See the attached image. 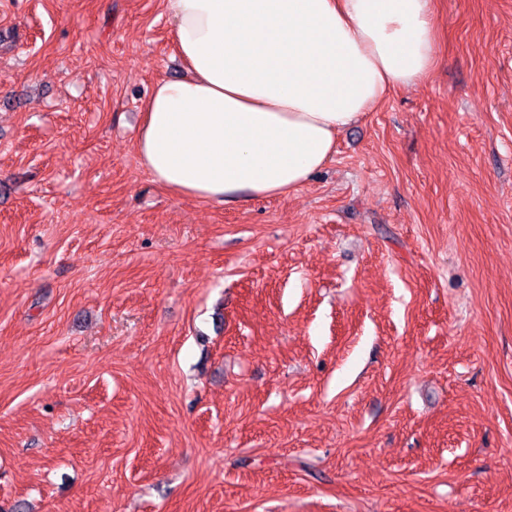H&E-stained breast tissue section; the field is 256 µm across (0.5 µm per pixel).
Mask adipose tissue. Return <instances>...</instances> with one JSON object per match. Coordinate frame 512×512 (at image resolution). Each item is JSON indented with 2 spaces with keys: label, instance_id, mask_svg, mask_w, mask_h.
<instances>
[{
  "label": "adipose tissue",
  "instance_id": "1",
  "mask_svg": "<svg viewBox=\"0 0 512 512\" xmlns=\"http://www.w3.org/2000/svg\"><path fill=\"white\" fill-rule=\"evenodd\" d=\"M189 75L155 84L135 149L176 196L301 188L339 131L437 62L432 0H165Z\"/></svg>",
  "mask_w": 512,
  "mask_h": 512
}]
</instances>
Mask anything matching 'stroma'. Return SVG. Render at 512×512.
<instances>
[{
    "instance_id": "1",
    "label": "stroma",
    "mask_w": 512,
    "mask_h": 512,
    "mask_svg": "<svg viewBox=\"0 0 512 512\" xmlns=\"http://www.w3.org/2000/svg\"><path fill=\"white\" fill-rule=\"evenodd\" d=\"M297 192L171 195L164 0H0V512H512V0Z\"/></svg>"
}]
</instances>
